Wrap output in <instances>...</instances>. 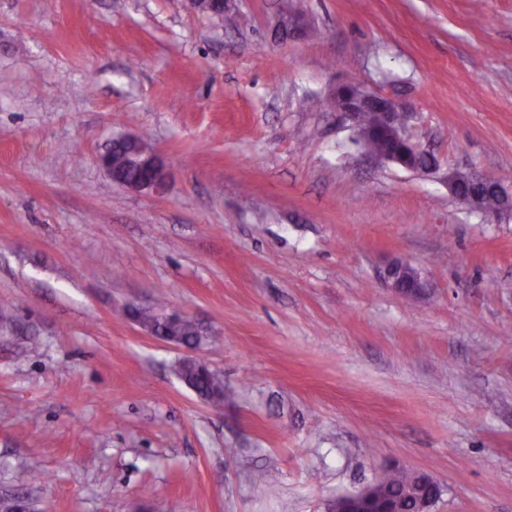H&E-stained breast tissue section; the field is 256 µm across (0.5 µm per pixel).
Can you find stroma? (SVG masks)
Segmentation results:
<instances>
[{
    "mask_svg": "<svg viewBox=\"0 0 512 512\" xmlns=\"http://www.w3.org/2000/svg\"><path fill=\"white\" fill-rule=\"evenodd\" d=\"M347 81L436 173L357 143ZM120 134L164 195L97 166ZM454 171L512 189V0H0V500L332 512L395 465L433 512H512V217ZM396 259L423 297L381 282ZM160 300L204 330L222 410L123 313ZM356 88L353 84H347L336 89V102L339 100L340 95L351 93ZM372 104L375 106L379 117V120L384 125L388 126L395 140L404 145L413 146L419 152L424 153L420 150L418 145L413 141L412 136L408 133L402 122L397 120V105L389 98L369 92L358 87V91L350 96L339 100V104L336 107L340 112H343L353 123L356 134L360 131L362 125V113L363 109L368 105ZM113 146H132L127 153V163L131 167H148L153 175L147 180H135L141 175L140 171L126 165L122 153H112V147L100 154L97 158L98 165L112 178L113 182L135 191L147 190L156 194H163L167 188L170 173L164 159L157 153L149 150L138 136L125 135L115 138ZM112 171L120 179L133 180L127 183L116 182ZM460 179L458 178L457 174L453 173L448 176V189L451 192V194L458 199L459 201H462V203L466 204L468 207L473 208L474 210L482 212L488 220L494 222L500 219L502 216L510 215L512 212V195L511 193H507L504 187L500 184V187L497 188V190L500 192V195L502 199L504 200L503 206L500 207V200L497 198L496 195L493 193H489V188H486L484 190V195L482 197L483 207L488 212L482 211V207L478 201L475 199H463V197L460 196ZM496 209H499L496 212H491Z\"/></svg>",
    "mask_w": 512,
    "mask_h": 512,
    "instance_id": "1",
    "label": "stroma"
}]
</instances>
